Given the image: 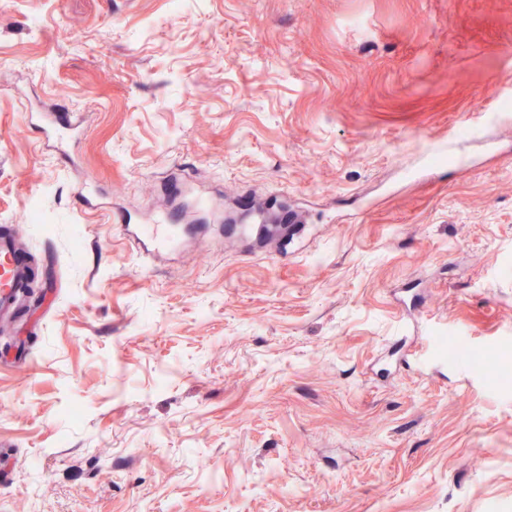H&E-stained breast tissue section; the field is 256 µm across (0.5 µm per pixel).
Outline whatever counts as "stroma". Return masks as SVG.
I'll list each match as a JSON object with an SVG mask.
<instances>
[{
  "label": "stroma",
  "instance_id": "1",
  "mask_svg": "<svg viewBox=\"0 0 512 512\" xmlns=\"http://www.w3.org/2000/svg\"><path fill=\"white\" fill-rule=\"evenodd\" d=\"M509 100L512 0H0V231L35 267L0 512H512V124L413 173ZM115 205L303 221L155 259ZM426 330L445 373L376 376ZM29 119L47 136L68 146L70 134L82 127L81 116L76 112L29 113ZM482 130L476 127L472 130L467 142H458L461 139L456 135L454 139L436 140L431 142L426 150L423 160L429 161L436 158H448L453 160L458 166L463 167L468 165L469 157L456 149L457 145H464L470 143L482 142Z\"/></svg>",
  "mask_w": 512,
  "mask_h": 512
}]
</instances>
